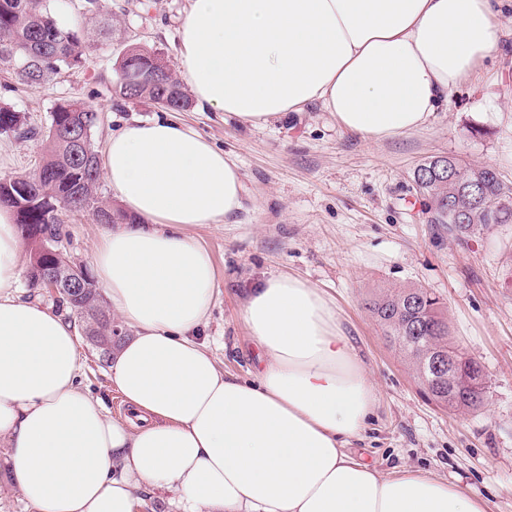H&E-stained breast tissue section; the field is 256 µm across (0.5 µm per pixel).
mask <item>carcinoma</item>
Here are the masks:
<instances>
[{"label":"carcinoma","mask_w":512,"mask_h":512,"mask_svg":"<svg viewBox=\"0 0 512 512\" xmlns=\"http://www.w3.org/2000/svg\"><path fill=\"white\" fill-rule=\"evenodd\" d=\"M51 2L0 0V64L24 84H51L84 62L85 52L79 45L90 42V36L60 24ZM157 57L158 52L146 45L129 48L115 71L113 97L121 102L146 100L173 112L188 110L191 101L181 82L171 71L155 66ZM98 121V114L84 108L77 98L56 104L50 114L45 160L40 166L43 182L30 183L24 175L0 179V188H10L16 195L8 207L16 210L17 223L33 234L26 239L30 257H39L45 266L58 259L50 253L37 255L35 238L61 236L60 208L89 211L101 224L135 223L100 196L99 154L93 139ZM70 127L85 134V145L58 135V131ZM33 133L20 111L0 103L1 135L26 137ZM414 182L418 192L431 201L433 223L447 225L452 237L469 238L492 224H512V184L491 174L487 167L463 164L453 157H435L416 168ZM473 185L483 188L484 207L470 210L468 223L456 224L448 208L468 207L464 191ZM63 300L82 330H90L87 340L99 350L100 357L111 355L112 314L100 309L96 289ZM367 309L383 328L386 339L410 361L420 384H428L423 364L426 353L451 345L440 299L421 288H409L375 298L367 303ZM427 394L440 407L463 413L482 407L485 390L443 385L429 388Z\"/></svg>","instance_id":"1"}]
</instances>
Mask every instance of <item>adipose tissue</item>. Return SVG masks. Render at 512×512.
<instances>
[{"label": "adipose tissue", "instance_id": "ef3b65f1", "mask_svg": "<svg viewBox=\"0 0 512 512\" xmlns=\"http://www.w3.org/2000/svg\"><path fill=\"white\" fill-rule=\"evenodd\" d=\"M495 0H193L180 69L195 98L265 127L312 103L363 141L421 130L496 53ZM104 177L134 223L105 229L92 272L135 331L109 377L132 415L79 384L77 332L19 294V230L0 207V445L38 512H134L145 487L180 512H487L431 474L349 453L375 408L356 346L318 288L271 273L243 317L261 363L224 374L198 339L215 272L193 228L242 207L237 162L192 128L147 121L109 140Z\"/></svg>", "mask_w": 512, "mask_h": 512}]
</instances>
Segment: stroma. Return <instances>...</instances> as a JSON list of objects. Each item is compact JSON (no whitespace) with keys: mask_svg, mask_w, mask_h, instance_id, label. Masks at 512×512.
<instances>
[{"mask_svg":"<svg viewBox=\"0 0 512 512\" xmlns=\"http://www.w3.org/2000/svg\"><path fill=\"white\" fill-rule=\"evenodd\" d=\"M112 22L84 66L45 86L18 83L0 65V100L26 113L37 134L0 135V178L35 172L42 163L49 115L75 96L97 112L98 148L128 125L183 123L239 165L243 207L224 224L195 231L210 251L217 294L200 338L224 372L250 377L256 348L242 313L244 293L270 273H288L323 290L354 338L377 391L375 417L351 453L389 474L425 471L485 501L489 512H512V224L490 226L457 241L429 221L430 203L414 171L435 157L490 166L512 182V8L497 16L508 50L486 59L426 128L374 144L344 130L312 105L266 127H254L193 103L170 112L142 102L116 107L111 84L125 50L146 44L171 70L179 68V29L191 0H100ZM68 256L91 268L103 230L92 213L62 214ZM403 288L437 296L449 335L475 358L486 381L483 407L453 414L425 393L403 354L390 345L365 302ZM82 386L113 420L125 408L109 364L79 340Z\"/></svg>","mask_w":512,"mask_h":512,"instance_id":"stroma-1","label":"stroma"}]
</instances>
